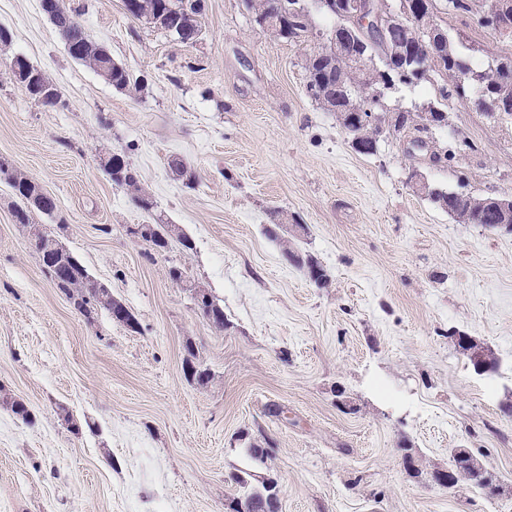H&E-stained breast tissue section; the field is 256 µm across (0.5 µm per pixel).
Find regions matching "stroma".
I'll list each match as a JSON object with an SVG mask.
<instances>
[{
    "mask_svg": "<svg viewBox=\"0 0 512 512\" xmlns=\"http://www.w3.org/2000/svg\"><path fill=\"white\" fill-rule=\"evenodd\" d=\"M131 77L110 85L73 59L41 0H0V159L55 198L33 213L139 323L85 318L47 276L15 221L24 202L0 182V512H228L230 474L275 481L280 512H512V232L462 224L413 191L429 183L512 196V121L442 99L444 76L385 90L383 111L442 105L433 150L404 135L357 153L336 113L306 91L305 59L335 21L308 0L313 37L255 27L241 0H203L202 38L181 46L127 14L123 0H65ZM437 23L481 66L512 53L479 9ZM23 58L60 95L47 108L14 82ZM119 155L153 202L139 207L103 162ZM183 160L185 184L170 169ZM192 242L153 251L132 232L157 221ZM304 224L301 253L327 269L317 287L266 229ZM186 269L224 310L216 330ZM493 350L478 374L455 343ZM214 376L190 383L187 348ZM80 424V432L68 420ZM264 448L252 457L249 445ZM467 449L497 495L431 474ZM414 469H407L405 455Z\"/></svg>",
    "mask_w": 512,
    "mask_h": 512,
    "instance_id": "stroma-1",
    "label": "stroma"
}]
</instances>
